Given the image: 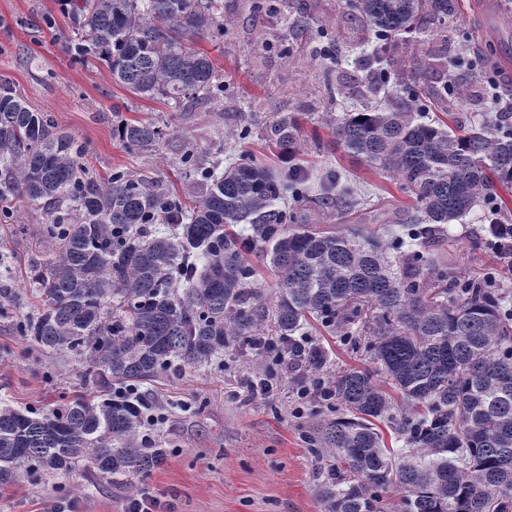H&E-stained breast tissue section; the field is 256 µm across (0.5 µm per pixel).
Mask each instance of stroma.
<instances>
[{
    "instance_id": "1",
    "label": "stroma",
    "mask_w": 512,
    "mask_h": 512,
    "mask_svg": "<svg viewBox=\"0 0 512 512\" xmlns=\"http://www.w3.org/2000/svg\"><path fill=\"white\" fill-rule=\"evenodd\" d=\"M235 22L223 38L196 40L195 46L212 60L224 82V96L191 112L170 108L163 100L147 99L113 82L105 65L83 62L70 52L72 37L61 0H0V82H9L34 111L49 113L58 128L86 146L82 162L98 177L120 169L159 182L170 192H187V181L173 151L184 142L204 162L237 161L244 153L268 152L259 136L241 144L227 131L243 120L264 123L275 112H298L302 118V148L297 164L308 175V197L296 205L309 222L347 231L332 205H315L320 182L328 171L340 173L362 196L381 197L394 206L409 207L410 197L395 181L337 148L322 122L323 113L344 117L350 97L330 101L327 83L353 87L364 81L359 65L370 45L357 42L359 27L346 0H275L267 21L256 22L247 0H224ZM309 16L326 22L342 53L333 72L312 59L313 32L293 29L292 21ZM474 0H457L445 28L421 25L404 35L397 60H411L425 49H445L449 71H466L475 52L471 34L479 27ZM512 100V87L500 91L486 76L469 81L465 97L452 111L459 124L494 116V94ZM145 120L160 126L166 143L147 155L127 149L112 135L119 120ZM43 216L21 198H14L12 214L0 220V289L12 299L0 304V401L16 407L51 409L74 395L91 393L80 358L52 359L36 351L14 330V323L38 306L30 268L51 255L41 235ZM492 217L477 206L448 226L435 253L448 261V273L460 279H483L494 272L495 285L512 289V271H494V258L484 226ZM309 337L327 355L323 377L349 368L367 369L363 350L343 337L311 326ZM263 359L252 350L226 351L223 359L160 376L147 390L167 416L153 434V445L167 449L161 465L134 489L115 484L93 471L76 468L55 481L27 480L0 486V512H45L54 503L75 505L74 512H127L139 489H148L171 512H324L318 497L329 461L310 441L320 420L344 416L332 402L299 399L296 378L281 376L274 402L251 400L242 379L261 370Z\"/></svg>"
}]
</instances>
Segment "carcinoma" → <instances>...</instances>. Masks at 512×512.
<instances>
[{
	"label": "carcinoma",
	"instance_id": "obj_1",
	"mask_svg": "<svg viewBox=\"0 0 512 512\" xmlns=\"http://www.w3.org/2000/svg\"><path fill=\"white\" fill-rule=\"evenodd\" d=\"M82 61L97 60L112 80L148 99L186 110L224 94L211 59L194 39L224 35V0H65ZM372 34L374 89L391 79L384 67L394 42L424 18L440 25L453 0H350ZM315 55L336 64L328 25L316 27ZM492 70L509 64L484 44ZM396 76L403 101L363 98L345 117L324 118L348 156L382 171L414 203L400 213L380 198H358L330 171L346 234L297 222L275 203L299 201L307 175L274 169L261 156L221 166L187 148L179 157L195 197L186 205L162 185L124 171L104 182L79 162L84 145L28 107L0 83V214L22 196L43 211L54 257L34 271L40 309L15 323L46 357L76 353L83 377L97 388L51 410L0 403V485L24 474L33 482L83 464L116 481L142 480L167 451L143 440L141 424L119 389L142 392L165 372L211 363L245 343L264 356L273 381L276 360L263 336H304L313 318L343 336L367 341V354L409 405L424 414L403 418V456L383 448L373 420L390 410L389 394L369 372L332 379V395L348 417L321 423L319 448L344 464L327 471L318 493L326 512H381L383 490L396 485L406 512H512V294L489 283L448 287V264L428 256L429 240L484 205L508 210L512 131L489 121L458 133L422 121L464 96L460 79L443 72L424 91ZM301 121L282 113L260 129L283 158L301 149ZM122 144L156 152L163 132L153 122L126 121ZM407 224V239H382L363 224ZM164 228H158V225ZM245 225L243 231L234 228ZM255 253L277 275L275 300L256 288Z\"/></svg>",
	"mask_w": 512,
	"mask_h": 512
}]
</instances>
